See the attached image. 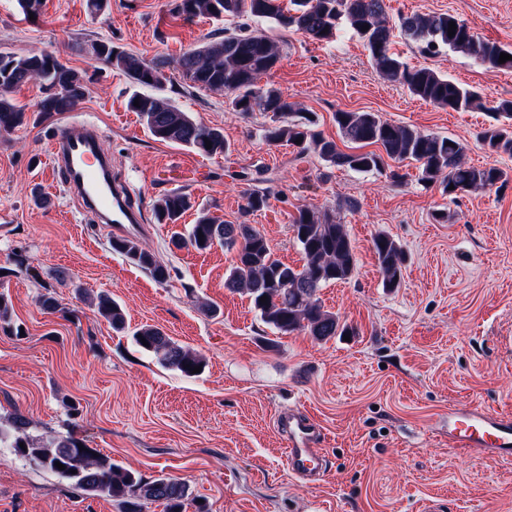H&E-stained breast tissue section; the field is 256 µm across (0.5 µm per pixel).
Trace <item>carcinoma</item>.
Wrapping results in <instances>:
<instances>
[{"mask_svg":"<svg viewBox=\"0 0 512 512\" xmlns=\"http://www.w3.org/2000/svg\"><path fill=\"white\" fill-rule=\"evenodd\" d=\"M385 8V0H288L286 5L283 0H171V12L185 23L199 17H222L230 21L251 16L318 41L331 40L337 27L344 23L362 39L379 72L406 87L414 97L456 112L483 106L477 90L432 68L411 66L392 52L393 28L386 20ZM451 22L456 24L452 37L448 36ZM365 25L369 29L364 31ZM399 28L424 55L434 56L446 48L462 52L491 69L512 70V59L499 63L500 54L512 56L511 47L478 35L465 21L448 12L402 15ZM85 50L128 78L135 90L128 93L127 109L138 114L152 136L209 157L229 152L223 130L194 120L165 97L139 92L142 87L164 88L156 76L170 67L168 61L147 60L122 50L110 39L92 40ZM280 61L276 42L264 33L248 30L242 23L232 29L224 28L215 40L184 52L175 69L192 87L224 92L236 112L270 114V123L262 129V138L269 146L285 143L296 148L300 155L312 149L331 166L365 173L382 170L388 159L398 164L414 162L418 181L438 186L453 201L462 193L499 183L505 185L512 178L496 166L465 164L461 160L462 146L450 137L394 125L375 112L334 114L341 138L352 144L351 151L340 150L334 141L316 130V118L298 109L279 90L260 85L261 77ZM31 80L39 81L49 90V95L37 106L43 116L68 112L84 97L81 92L85 88L84 77L57 57L19 56L1 49L0 131H12L27 123L26 107L17 104L10 94ZM487 111L493 113L495 123L481 133L482 145L493 154L512 156V99H502ZM208 141L212 145L210 149L206 148ZM371 145L376 149L365 150ZM269 200L268 189H253L245 196L243 211L262 210ZM192 207L191 195L176 191L158 198L153 204V214L159 224H176ZM291 228L303 256L299 268L276 258L268 240L255 225L232 224L207 213L190 225L187 234L174 233L172 243L178 248L190 246L198 251L214 246L236 251V260L226 273L224 285L232 292L246 295L260 320L277 335L304 332L319 342H327L336 336L355 334V328L324 309L320 297L323 288L345 282L355 272L354 246L345 225L332 209L300 208ZM112 249L161 284L171 278L168 266L154 253L143 249L135 238L114 239ZM373 249L383 287L389 291L400 287L406 262L401 244L380 232L373 239ZM91 305L112 330H126L124 310L111 296L101 293ZM132 339L162 368L182 376L190 377L194 367L206 366L200 353L156 326L135 329ZM7 424L6 428L0 426L1 448L12 449L15 455L55 474L76 491L115 500L121 506L120 512H144L146 505L152 503L162 504L164 512H184L190 493L188 485L180 479L165 475L146 478L113 462L111 457L71 433L34 436L29 433L30 422L20 413L14 414ZM58 462L65 469H58Z\"/></svg>","mask_w":512,"mask_h":512,"instance_id":"obj_1","label":"carcinoma"}]
</instances>
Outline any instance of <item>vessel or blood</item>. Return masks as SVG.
Here are the masks:
<instances>
[{
  "instance_id": "1",
  "label": "vessel or blood",
  "mask_w": 512,
  "mask_h": 512,
  "mask_svg": "<svg viewBox=\"0 0 512 512\" xmlns=\"http://www.w3.org/2000/svg\"><path fill=\"white\" fill-rule=\"evenodd\" d=\"M94 125L62 119L49 143L48 166L63 173L68 190L96 212L101 223L122 226L138 224L141 212L130 200L127 182L108 176L109 159L99 149ZM287 441L286 465L299 479L316 478L326 472L320 448L322 432L308 414L295 412L281 420ZM448 437L457 446L491 458L512 462V418L477 407H455L448 411Z\"/></svg>"
}]
</instances>
